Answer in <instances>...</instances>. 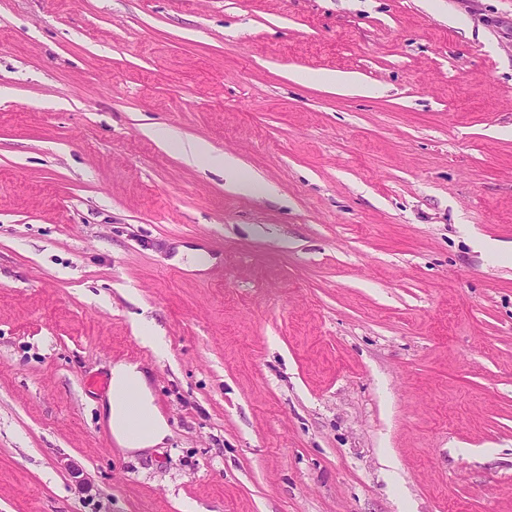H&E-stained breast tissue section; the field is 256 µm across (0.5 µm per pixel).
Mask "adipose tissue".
Returning a JSON list of instances; mask_svg holds the SVG:
<instances>
[{"instance_id":"adipose-tissue-1","label":"adipose tissue","mask_w":512,"mask_h":512,"mask_svg":"<svg viewBox=\"0 0 512 512\" xmlns=\"http://www.w3.org/2000/svg\"><path fill=\"white\" fill-rule=\"evenodd\" d=\"M185 152L199 162L222 167L229 186L243 195L253 194L257 183L244 176L238 162L220 154L203 140L187 143ZM102 420L119 449L138 453L165 443L170 427L159 412L153 390L140 363L118 361L110 368V385L101 405Z\"/></svg>"}]
</instances>
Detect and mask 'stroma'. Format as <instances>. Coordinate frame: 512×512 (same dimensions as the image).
I'll return each mask as SVG.
<instances>
[{
    "instance_id": "obj_1",
    "label": "stroma",
    "mask_w": 512,
    "mask_h": 512,
    "mask_svg": "<svg viewBox=\"0 0 512 512\" xmlns=\"http://www.w3.org/2000/svg\"><path fill=\"white\" fill-rule=\"evenodd\" d=\"M0 512H512V0H0ZM184 151L197 162H206L212 166L224 168V178L228 185L236 192L243 195H251L257 188V182L252 177L244 176L238 162L229 156L220 154L204 140L187 143ZM139 362L118 361L110 368V385L101 405L102 420L122 452L156 448L170 436L165 417Z\"/></svg>"
}]
</instances>
